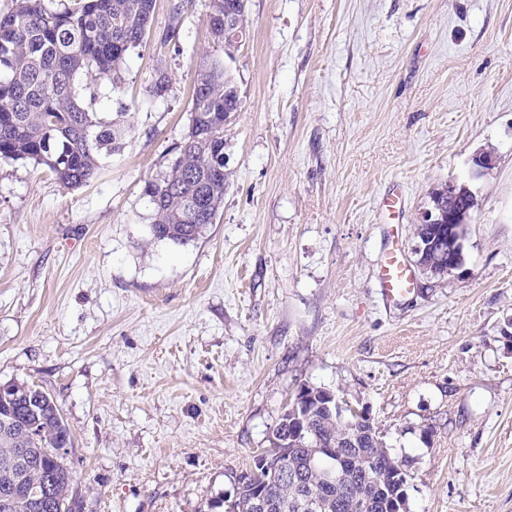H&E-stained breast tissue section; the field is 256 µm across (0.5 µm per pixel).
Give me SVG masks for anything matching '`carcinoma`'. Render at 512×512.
Returning <instances> with one entry per match:
<instances>
[{"instance_id":"1","label":"carcinoma","mask_w":512,"mask_h":512,"mask_svg":"<svg viewBox=\"0 0 512 512\" xmlns=\"http://www.w3.org/2000/svg\"><path fill=\"white\" fill-rule=\"evenodd\" d=\"M53 11L43 0H16L0 15V161H32L47 167L61 185L87 183L103 157L124 151L132 129L126 113L102 118L80 100L79 73L124 84L128 52L150 36L156 0H72ZM238 0H210L207 25L213 46L232 56L237 46L224 45V12ZM169 76L158 69L148 85L153 97L165 94ZM242 101L224 70V59L201 57L190 96L194 139L184 138L169 170L146 182L152 205L150 237L188 244L215 222L224 202L227 174L212 175V160L224 152V115L238 112ZM463 187L448 194V184L432 191L431 204L443 213L464 208ZM436 276L448 274V254L431 250L420 260ZM309 401L286 409L269 436L281 449L277 473L258 463L234 478V493L222 500L224 512H304V498L316 496L320 512H394L391 503H408L410 478L369 419L339 416L322 391L306 384ZM305 417L309 440L299 439L295 413ZM338 448L345 470L341 487L322 482L324 462L313 455L312 441ZM72 447L70 429L52 397L24 383L0 391V512H72L73 474L65 463ZM27 449L19 457V449ZM264 507L255 508L256 492Z\"/></svg>"}]
</instances>
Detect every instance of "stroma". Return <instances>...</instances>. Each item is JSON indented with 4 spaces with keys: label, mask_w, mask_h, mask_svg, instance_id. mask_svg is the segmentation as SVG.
I'll list each match as a JSON object with an SVG mask.
<instances>
[{
    "label": "stroma",
    "mask_w": 512,
    "mask_h": 512,
    "mask_svg": "<svg viewBox=\"0 0 512 512\" xmlns=\"http://www.w3.org/2000/svg\"><path fill=\"white\" fill-rule=\"evenodd\" d=\"M175 1L122 94L95 87L93 111L129 107L122 153L75 189L0 163V383L63 415L73 512H215L304 384L381 428L411 512H512V0H248L224 205L185 245L150 239L144 194L213 49L209 0ZM160 66L170 88L146 95ZM451 178L477 199L463 266L388 305V235L413 251ZM404 189L401 185H393L382 195L379 202V213L383 224H399L401 220Z\"/></svg>",
    "instance_id": "stroma-1"
}]
</instances>
